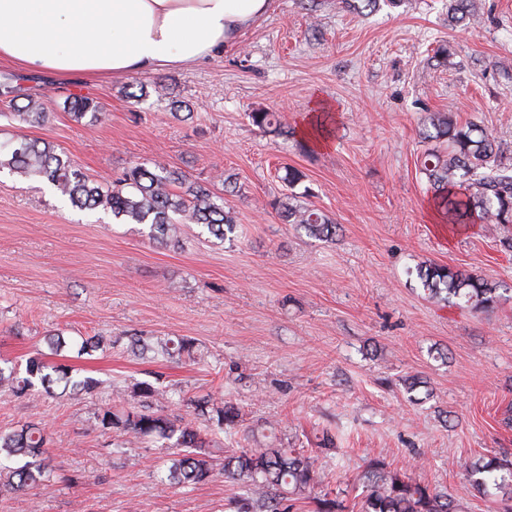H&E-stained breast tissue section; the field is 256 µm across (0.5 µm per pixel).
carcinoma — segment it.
Returning a JSON list of instances; mask_svg holds the SVG:
<instances>
[{
  "label": "carcinoma",
  "instance_id": "carcinoma-1",
  "mask_svg": "<svg viewBox=\"0 0 512 512\" xmlns=\"http://www.w3.org/2000/svg\"><path fill=\"white\" fill-rule=\"evenodd\" d=\"M474 20L473 0H448V21L462 24ZM16 115L26 123H41L46 117L42 104L28 99L24 106L10 99ZM64 110L79 121L86 115L97 118L99 107L86 96L70 95ZM422 139L435 142L423 153L420 173L433 191V204L446 224H512V167L504 163L512 146L490 137L479 125L462 124L449 112H430L422 122ZM0 169L26 179L48 182L58 196L80 209L101 208L122 224L149 228L154 241L168 245L178 242L185 224H194L224 242L236 231L234 218L206 186L187 181L185 175L161 163L135 165L110 185L97 183L80 173L72 160L48 142L25 140L0 157ZM284 220L311 237L331 240L337 225L314 207L291 202L278 203ZM417 277L430 297L443 302L461 299L478 310L497 303L498 286L472 274L445 266L424 265ZM131 346L143 352L163 355L191 352L193 343L185 338L154 339L131 335ZM96 382L74 379L70 366L45 360V355L26 359L25 375L16 368L0 367V389L22 396L36 388L47 394L61 390L64 395L89 392ZM148 381L134 385L133 403L115 411L106 406L97 414L98 426L115 431L126 441L145 440L171 450L166 479L181 487L204 483L219 468L224 477L241 485L243 494L235 501L236 512H290L292 503L305 500L313 512H346L337 499L318 492L321 477L315 460L301 448L278 447L252 440L217 464L206 452L209 441L196 423L156 407L160 399L174 400ZM195 418L212 432L224 433L238 424L237 407L212 398L192 403ZM51 437L37 423L0 433V493L41 489L53 474L49 465ZM471 488L483 491L491 482L501 493L502 512H512V462L489 458L464 463ZM366 496L362 512H453L448 494L417 482L406 472L391 470L380 460H371L362 475Z\"/></svg>",
  "mask_w": 512,
  "mask_h": 512
}]
</instances>
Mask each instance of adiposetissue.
<instances>
[{"mask_svg":"<svg viewBox=\"0 0 512 512\" xmlns=\"http://www.w3.org/2000/svg\"><path fill=\"white\" fill-rule=\"evenodd\" d=\"M269 0H0V59L61 77L185 68L263 17Z\"/></svg>","mask_w":512,"mask_h":512,"instance_id":"ef3b65f1","label":"adipose tissue"}]
</instances>
